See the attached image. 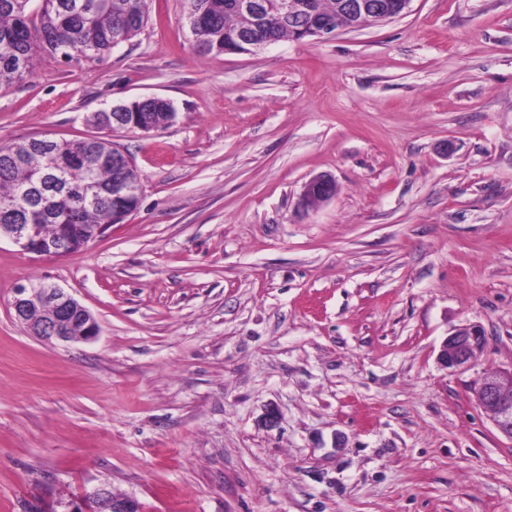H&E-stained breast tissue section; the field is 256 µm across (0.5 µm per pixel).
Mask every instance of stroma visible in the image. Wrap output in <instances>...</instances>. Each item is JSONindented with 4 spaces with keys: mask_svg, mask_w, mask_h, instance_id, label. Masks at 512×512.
<instances>
[{
    "mask_svg": "<svg viewBox=\"0 0 512 512\" xmlns=\"http://www.w3.org/2000/svg\"><path fill=\"white\" fill-rule=\"evenodd\" d=\"M148 2L131 41L0 88V143L81 139L137 98L178 112L107 132L141 201L90 249L0 242V512L98 488L143 512H512V440L474 394L512 367V0L219 56L187 0ZM321 172L336 196L302 209ZM30 281L98 338L30 335ZM468 324L482 351L445 368ZM154 97H145V98H138L135 100H132L129 105H119L112 107V111L117 109V112H108V111H100L96 113H101L100 118L103 122L101 126H99L101 129H112L114 130L115 127H124L126 125H129L128 128L130 129H136L144 133H149L152 131H157L159 129H162V126H159L160 124H167L170 126L174 123L176 120L177 113L174 111V108L170 101L166 99H160L158 101H146ZM143 99L144 103H142L140 106H136L133 110H127L126 112H121L120 110L125 108H133L135 103ZM174 111L171 118H169V112ZM128 112H139L142 116H146L148 119H151L154 123H141L137 124L135 120V115H132L131 121H128L129 115ZM112 123V127L108 126V124ZM158 124V125H156ZM484 343L485 336L480 326L460 328L445 340L439 351L438 360L447 368L465 369L470 366Z\"/></svg>",
    "mask_w": 512,
    "mask_h": 512,
    "instance_id": "1",
    "label": "stroma"
}]
</instances>
